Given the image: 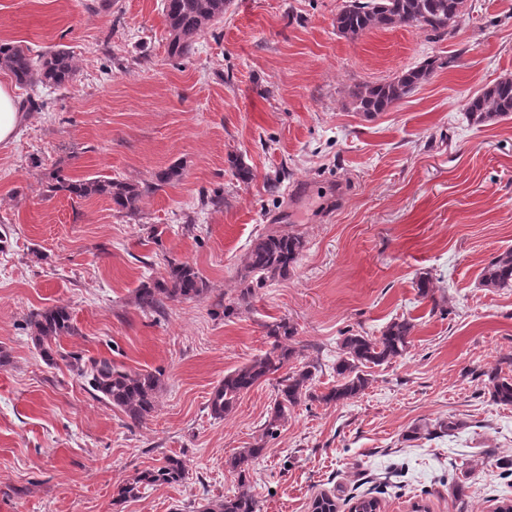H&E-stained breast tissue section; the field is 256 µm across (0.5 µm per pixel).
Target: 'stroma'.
I'll return each instance as SVG.
<instances>
[{"instance_id": "35a3bbf8", "label": "stroma", "mask_w": 512, "mask_h": 512, "mask_svg": "<svg viewBox=\"0 0 512 512\" xmlns=\"http://www.w3.org/2000/svg\"><path fill=\"white\" fill-rule=\"evenodd\" d=\"M343 4L231 0L176 59L163 0H0V40L35 54L61 45L76 65L63 90L0 71L19 100L44 104L0 143V512H192L245 490L260 512H311L323 492L378 497L381 512L512 503V406L489 395L491 373L512 377V289L479 285L512 246V116L475 126L464 110L512 77V0H468L441 40L405 27L348 40L335 26ZM433 56L456 62L387 112L351 110L353 85ZM172 165L181 179L154 186ZM58 173L153 189L130 215L59 190ZM215 193L221 204H201ZM280 229L305 241L297 264L238 303L251 243ZM172 261L194 265L207 293L142 311L137 288ZM52 306L68 307L76 328L63 353L162 371L152 416L131 423L76 368L44 360L27 320ZM398 317L414 324L408 351L370 369L364 393L291 409L247 479L232 471L271 415L274 384L222 419L208 401L226 373L270 350L268 325L295 327L321 394L336 383L343 333L377 337ZM448 418L461 424L453 434L407 437ZM169 455L183 459V482L114 503Z\"/></svg>"}]
</instances>
